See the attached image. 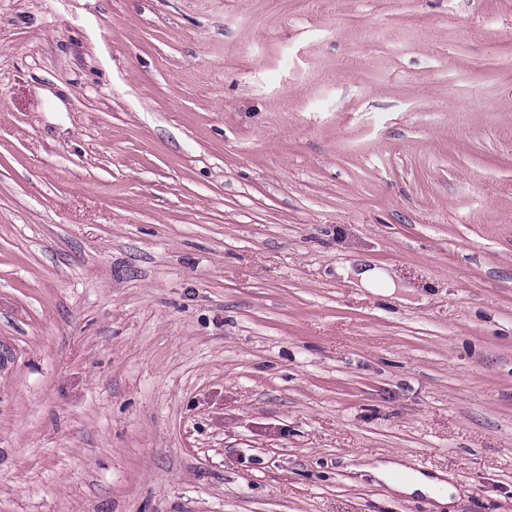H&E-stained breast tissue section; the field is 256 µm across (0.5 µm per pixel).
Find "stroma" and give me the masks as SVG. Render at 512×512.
Here are the masks:
<instances>
[{
    "label": "stroma",
    "instance_id": "35a3bbf8",
    "mask_svg": "<svg viewBox=\"0 0 512 512\" xmlns=\"http://www.w3.org/2000/svg\"><path fill=\"white\" fill-rule=\"evenodd\" d=\"M391 457L512 512V0H0V512H437ZM363 267L358 273L354 272L351 268L350 263L346 264V268H338L337 272L345 276L349 272H352L357 278H359V285L362 288H367L371 291L382 292L385 289L393 288L392 278L385 269L378 267ZM364 471L373 474L397 495L410 496L420 493L435 500L441 506L450 505L452 502L453 489L445 481V475L441 472H437L436 476L416 472L399 458L376 462L374 466L365 467Z\"/></svg>",
    "mask_w": 512,
    "mask_h": 512
}]
</instances>
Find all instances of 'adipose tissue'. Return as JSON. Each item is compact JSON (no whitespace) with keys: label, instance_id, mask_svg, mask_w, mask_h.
Here are the masks:
<instances>
[{"label":"adipose tissue","instance_id":"1","mask_svg":"<svg viewBox=\"0 0 512 512\" xmlns=\"http://www.w3.org/2000/svg\"><path fill=\"white\" fill-rule=\"evenodd\" d=\"M370 472L397 495L410 496L419 493L442 506L449 505L451 502L453 490L445 481L443 474L429 476L413 471L404 460L399 458L375 463L371 466Z\"/></svg>","mask_w":512,"mask_h":512}]
</instances>
